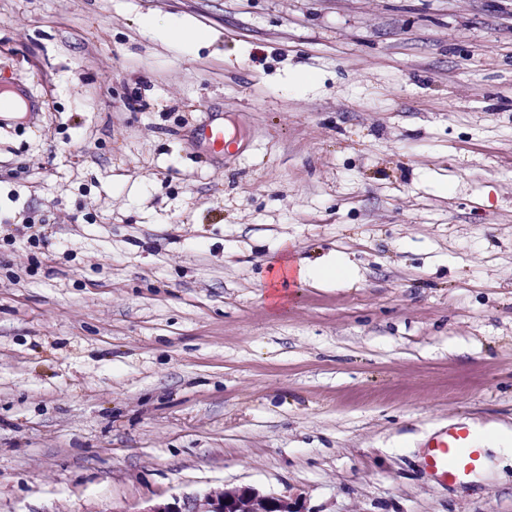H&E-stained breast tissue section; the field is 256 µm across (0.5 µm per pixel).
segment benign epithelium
<instances>
[{"label": "benign epithelium", "instance_id": "obj_1", "mask_svg": "<svg viewBox=\"0 0 512 512\" xmlns=\"http://www.w3.org/2000/svg\"><path fill=\"white\" fill-rule=\"evenodd\" d=\"M137 512H305L298 501L264 493L251 486L226 488L217 494L173 496Z\"/></svg>", "mask_w": 512, "mask_h": 512}]
</instances>
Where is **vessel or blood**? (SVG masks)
Listing matches in <instances>:
<instances>
[{
	"mask_svg": "<svg viewBox=\"0 0 512 512\" xmlns=\"http://www.w3.org/2000/svg\"><path fill=\"white\" fill-rule=\"evenodd\" d=\"M480 459L481 450L464 421L439 431L428 444L425 456L429 470L447 482H457L470 475Z\"/></svg>",
	"mask_w": 512,
	"mask_h": 512,
	"instance_id": "b4317fda",
	"label": "vessel or blood"
}]
</instances>
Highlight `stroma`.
I'll return each instance as SVG.
<instances>
[{
	"label": "stroma",
	"instance_id": "obj_1",
	"mask_svg": "<svg viewBox=\"0 0 512 512\" xmlns=\"http://www.w3.org/2000/svg\"><path fill=\"white\" fill-rule=\"evenodd\" d=\"M1 87L0 512H512L422 464L512 427V0H0ZM326 280H343L348 276V269L335 262L320 266L315 272L301 263L294 267L285 262H273L269 270L268 288H270V300L274 305H279L287 294L280 292V288H286L289 284L305 282L313 275ZM481 449L475 445L466 421L439 431L427 446L425 461L430 471L446 482L470 475L480 463ZM139 512H306L297 499L264 493L251 486L224 488L217 494L173 496Z\"/></svg>",
	"mask_w": 512,
	"mask_h": 512
}]
</instances>
